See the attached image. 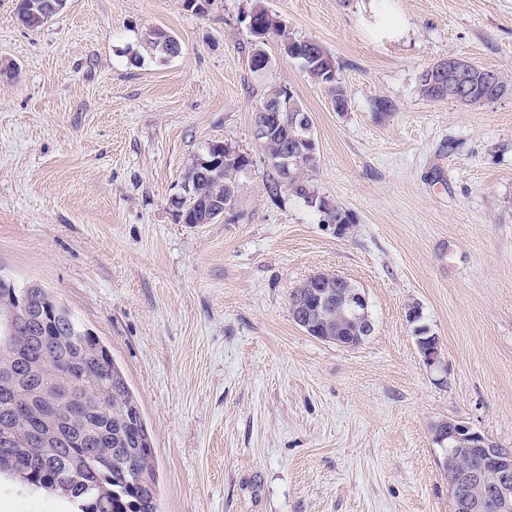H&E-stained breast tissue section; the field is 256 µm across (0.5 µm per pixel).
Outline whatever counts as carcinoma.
Here are the masks:
<instances>
[{"label":"carcinoma","mask_w":512,"mask_h":512,"mask_svg":"<svg viewBox=\"0 0 512 512\" xmlns=\"http://www.w3.org/2000/svg\"><path fill=\"white\" fill-rule=\"evenodd\" d=\"M47 0H18L17 18H27L25 28L41 29L52 16L44 11ZM247 17L253 20L248 68L264 73L260 64L269 59L264 45L278 38L281 47L296 50L311 78L331 88L336 110L347 106L344 87L329 74L335 67L332 56L318 43L297 39L286 33V26L264 6L255 4ZM147 45L162 59L181 54L180 42L168 32L150 33ZM455 59L443 60L419 77L423 95L441 94L436 84L439 70L454 65ZM485 69L471 67L466 86L454 102L465 106L481 103L486 97ZM265 102L288 101L278 111L263 138L258 139L264 155L276 159L294 144L293 135L307 137L297 116L304 111L290 88L272 83L264 89ZM240 162L208 170L194 163L184 176L190 188L187 200L176 206L177 218L185 224H210L234 199L237 175L250 166L241 154ZM318 155L305 154L290 165L288 183H283L278 167L267 172V192L277 198L289 193L320 214V222L332 218L351 228L350 212L319 195L312 173ZM349 291L345 278L320 273L308 277L289 294L294 322L309 335L324 341L338 336H358L363 327L349 321ZM51 293L43 290L30 296L25 305L16 302L6 288H0V308L13 307L17 329L8 343L0 342V373L14 371L35 362L36 369L15 393L0 394V476L77 503L79 512H158V482L153 447L138 401L121 369L112 361L109 350L95 336L72 332L63 321L44 319L37 312L45 308ZM59 420L68 428L69 440L48 456L31 442L30 430L44 421ZM501 477L485 473L474 492L484 502V512H496Z\"/></svg>","instance_id":"1"}]
</instances>
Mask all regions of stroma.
<instances>
[{"mask_svg": "<svg viewBox=\"0 0 512 512\" xmlns=\"http://www.w3.org/2000/svg\"><path fill=\"white\" fill-rule=\"evenodd\" d=\"M257 1L330 53L345 111L277 40L249 71ZM15 7L0 0V272L41 283L122 368L159 512H449L435 422L512 451V0H67L37 31ZM158 28L179 56L150 53ZM449 57L508 92L422 95ZM274 81L311 117L313 183L354 215L347 234L267 193L253 126ZM215 141L251 165L221 218L182 223L171 201ZM321 271L364 292L361 344L293 321L290 292ZM0 512L71 507L1 477Z\"/></svg>", "mask_w": 512, "mask_h": 512, "instance_id": "stroma-1", "label": "stroma"}]
</instances>
